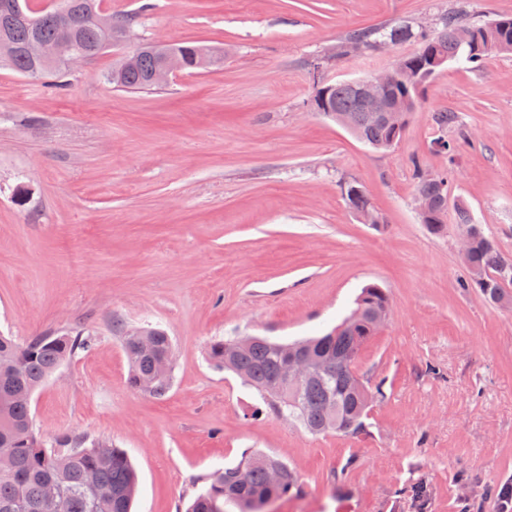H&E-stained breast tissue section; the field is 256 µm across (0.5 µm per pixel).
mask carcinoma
Returning <instances> with one entry per match:
<instances>
[{
    "mask_svg": "<svg viewBox=\"0 0 512 512\" xmlns=\"http://www.w3.org/2000/svg\"><path fill=\"white\" fill-rule=\"evenodd\" d=\"M13 16L0 15V34L8 33L17 52L6 65L25 76L38 71L41 79L56 80L67 69L58 66L40 69L22 48L34 37L53 46L61 40V32L53 20V12L36 16L28 0H11ZM79 21L66 36L75 51L94 59L112 45V41L98 30L94 15L100 13L99 0H68ZM499 41L503 52L512 53V18L501 17L476 21L467 11L450 10L433 27L410 23L390 30L357 28L349 31L330 57L338 59L349 54L356 44L365 51L377 50L384 39L395 42L414 40L420 46H431L448 62L477 64L484 58L482 43L486 38ZM186 58V68H199L201 57L212 54V49L194 41L172 44ZM136 64L122 76L115 86L127 90H151L148 75L159 62V54L151 44L137 47ZM418 87L398 82L392 96L398 104L413 112L419 97ZM333 108L323 116L331 119L341 116L348 130L359 140L380 150L386 148L393 132L372 121L368 113L359 110L358 102L344 82L335 84L329 95ZM433 121L445 142L443 154L453 162L458 140L448 131L460 129L458 116L453 112H437ZM350 210L360 217L383 224L385 220L371 204L367 191L362 190L346 198ZM448 212L442 205L427 229L441 237L448 229ZM468 279L464 287L477 288L485 299L501 304L512 299L505 283L496 279L500 270H512V259L499 251L495 241L480 233L473 237L467 263ZM388 291L377 283L364 286L355 300V307L336 329L324 336L307 339L309 356L340 363L334 373L323 375L293 391L278 382L277 373L284 358L279 343L258 337L249 345L241 346L237 338L218 339L208 347L209 361L216 367L231 371L243 383L255 389L269 409L278 417L303 431L315 435L334 433L358 436L368 432L366 419L368 394L360 390L346 368L358 364L362 349L376 335L380 327L376 319L389 311ZM150 349L136 350L130 345L127 330H121L129 362L128 384L140 393L162 397L170 389L172 370L160 373L157 360L173 347L167 332L148 327ZM89 337L57 332L36 336L24 345L9 336L0 335V361L7 360L15 368L10 374L0 373V512H57L54 502L45 496V487L54 483L65 494V512H131L137 492V476L126 452L112 446L106 439H88L85 436L62 437L55 446L48 441L31 420L28 395L43 383L77 351L88 348ZM281 471L278 483L270 481L272 470ZM208 486L188 506L186 512H224V503L236 505L240 512H266L268 501L288 496L299 486L297 471L282 460L270 455L248 451L239 462L217 469L207 478Z\"/></svg>",
    "mask_w": 512,
    "mask_h": 512,
    "instance_id": "carcinoma-1",
    "label": "carcinoma"
}]
</instances>
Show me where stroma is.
I'll return each mask as SVG.
<instances>
[{"mask_svg":"<svg viewBox=\"0 0 512 512\" xmlns=\"http://www.w3.org/2000/svg\"><path fill=\"white\" fill-rule=\"evenodd\" d=\"M457 7L512 16V0H103L105 13L136 15L132 41H195L223 50V66L144 91L104 80L123 45L59 89L0 66V334L90 337L31 414L48 438L124 449L139 478L133 512H177L247 450L301 476L274 512H462L467 500L500 512L489 488L512 481V309L460 287L459 229L436 237L421 224L412 164L450 171L453 197L512 257V53L448 65L387 151L309 107L315 64L352 81L416 48L330 60L349 30L430 26ZM444 110L464 133L452 162L432 148ZM351 179L383 225L347 207ZM370 282L391 315L358 363L384 392L368 434L288 425L207 358L228 336L322 335ZM117 321L171 337L164 397L129 386ZM418 482L431 492L424 511L402 492Z\"/></svg>","mask_w":512,"mask_h":512,"instance_id":"35a3bbf8","label":"stroma"}]
</instances>
